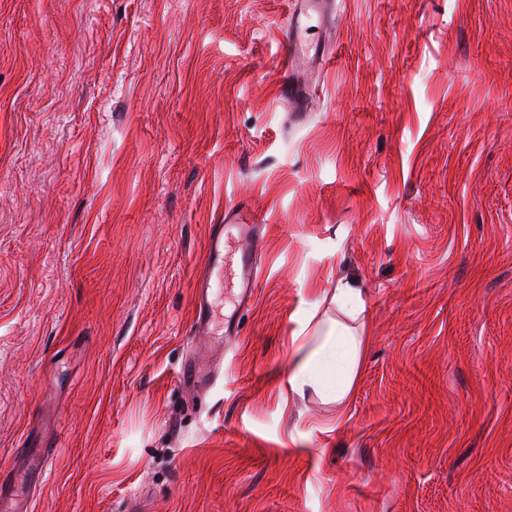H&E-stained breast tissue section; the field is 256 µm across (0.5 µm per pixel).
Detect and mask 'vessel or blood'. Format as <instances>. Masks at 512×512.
I'll return each instance as SVG.
<instances>
[{"label":"vessel or blood","mask_w":512,"mask_h":512,"mask_svg":"<svg viewBox=\"0 0 512 512\" xmlns=\"http://www.w3.org/2000/svg\"><path fill=\"white\" fill-rule=\"evenodd\" d=\"M326 4L327 0H297L288 23L280 31L285 45L280 98L287 108L295 111L303 110L307 98L304 76L314 61L310 54L311 45L320 42L329 21ZM233 235L246 243L237 261L236 311L251 307L260 277L257 244L262 227L251 223L242 205L225 207L221 223L210 227L205 263L195 282L193 342L179 377L182 385L194 390L211 387L222 378L220 359L224 354V342L238 334L235 320L220 324L213 317V309L221 296L226 246ZM51 456L50 449H40L27 456L23 472L14 474L9 480L0 479V512H28L23 485L27 476L46 469Z\"/></svg>","instance_id":"obj_1"}]
</instances>
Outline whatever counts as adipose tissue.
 Returning a JSON list of instances; mask_svg holds the SVG:
<instances>
[{
  "label": "adipose tissue",
  "instance_id": "ef3b65f1",
  "mask_svg": "<svg viewBox=\"0 0 512 512\" xmlns=\"http://www.w3.org/2000/svg\"><path fill=\"white\" fill-rule=\"evenodd\" d=\"M367 341V336L337 319L301 327L292 338L291 390H312L326 402L343 405L354 389Z\"/></svg>",
  "mask_w": 512,
  "mask_h": 512
}]
</instances>
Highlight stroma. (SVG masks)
<instances>
[{
  "instance_id": "stroma-1",
  "label": "stroma",
  "mask_w": 512,
  "mask_h": 512,
  "mask_svg": "<svg viewBox=\"0 0 512 512\" xmlns=\"http://www.w3.org/2000/svg\"><path fill=\"white\" fill-rule=\"evenodd\" d=\"M305 111L291 0H0V469L33 512H512V0H332ZM265 239L207 395L194 276ZM368 338L344 407L292 336ZM233 232L240 241H248L252 245L239 251L236 306L226 321L225 342L238 336L237 322L233 318L251 307L261 273L256 244L262 236V225L251 224L246 208L238 203L225 207L221 223L210 225L205 263L195 282L193 342L179 377L182 385L194 390L211 387L223 377L220 359L224 354V321L215 322L213 308L222 295L226 244ZM336 305L342 311L354 316L363 312L361 288L345 285L336 290ZM55 448H41L34 454H27L25 468L22 472H16L10 481L0 479L1 512H28L23 485L27 476L41 473L46 469Z\"/></svg>"
}]
</instances>
